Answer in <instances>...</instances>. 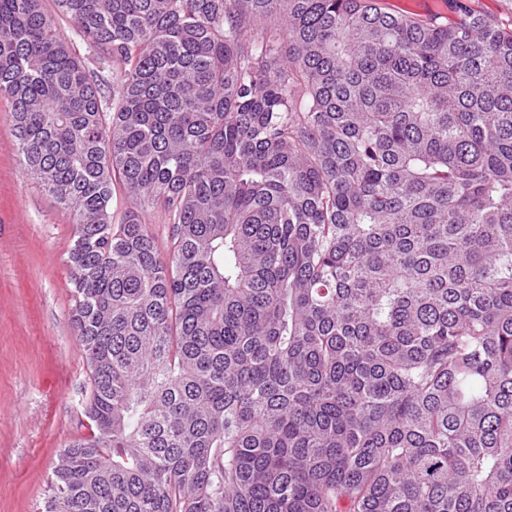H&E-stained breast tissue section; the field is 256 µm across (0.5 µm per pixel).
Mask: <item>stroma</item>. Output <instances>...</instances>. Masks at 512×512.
<instances>
[{
	"label": "stroma",
	"mask_w": 512,
	"mask_h": 512,
	"mask_svg": "<svg viewBox=\"0 0 512 512\" xmlns=\"http://www.w3.org/2000/svg\"><path fill=\"white\" fill-rule=\"evenodd\" d=\"M0 98V512H41L59 452L88 435L90 383L71 321L67 211L15 161Z\"/></svg>",
	"instance_id": "stroma-1"
}]
</instances>
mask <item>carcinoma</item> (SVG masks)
I'll return each mask as SVG.
<instances>
[{
  "label": "carcinoma",
  "mask_w": 512,
  "mask_h": 512,
  "mask_svg": "<svg viewBox=\"0 0 512 512\" xmlns=\"http://www.w3.org/2000/svg\"><path fill=\"white\" fill-rule=\"evenodd\" d=\"M54 3L93 63L0 0L90 371L43 512H512V17Z\"/></svg>",
  "instance_id": "obj_1"
}]
</instances>
